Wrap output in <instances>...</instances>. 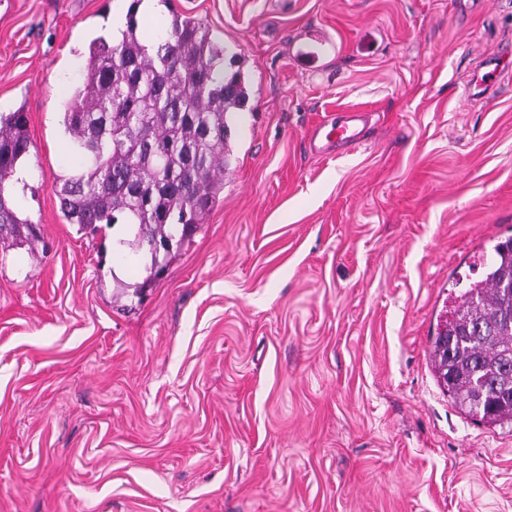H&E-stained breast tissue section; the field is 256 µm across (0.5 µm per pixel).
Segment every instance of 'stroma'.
I'll list each match as a JSON object with an SVG mask.
<instances>
[{"label": "stroma", "mask_w": 512, "mask_h": 512, "mask_svg": "<svg viewBox=\"0 0 512 512\" xmlns=\"http://www.w3.org/2000/svg\"><path fill=\"white\" fill-rule=\"evenodd\" d=\"M129 0H0L38 239L0 248V512H512L432 339L512 237V0H171L236 58L224 190L164 271L67 223L62 103ZM368 115L351 151L312 129Z\"/></svg>", "instance_id": "stroma-1"}]
</instances>
